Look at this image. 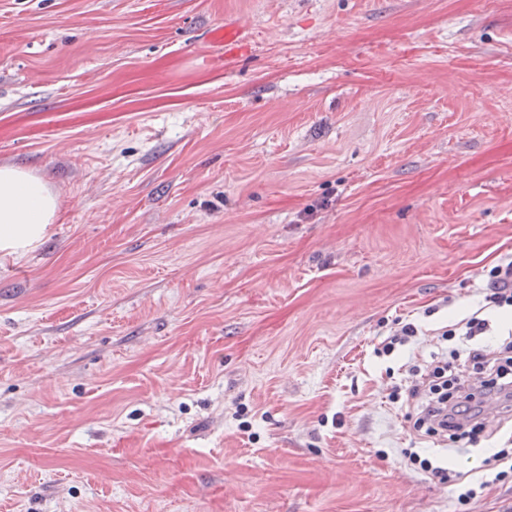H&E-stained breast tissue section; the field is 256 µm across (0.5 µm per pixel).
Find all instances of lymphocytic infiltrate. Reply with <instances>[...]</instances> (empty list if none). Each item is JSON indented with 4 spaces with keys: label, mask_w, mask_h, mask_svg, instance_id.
Listing matches in <instances>:
<instances>
[{
    "label": "lymphocytic infiltrate",
    "mask_w": 512,
    "mask_h": 512,
    "mask_svg": "<svg viewBox=\"0 0 512 512\" xmlns=\"http://www.w3.org/2000/svg\"><path fill=\"white\" fill-rule=\"evenodd\" d=\"M512 395V334L499 349L472 347L462 366L445 361L431 364L416 378V429L452 439L473 437L484 428L477 394Z\"/></svg>",
    "instance_id": "1"
}]
</instances>
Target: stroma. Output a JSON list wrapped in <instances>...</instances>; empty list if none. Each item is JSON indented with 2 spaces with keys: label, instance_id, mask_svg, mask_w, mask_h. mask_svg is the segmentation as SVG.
<instances>
[{
  "label": "stroma",
  "instance_id": "1",
  "mask_svg": "<svg viewBox=\"0 0 512 512\" xmlns=\"http://www.w3.org/2000/svg\"><path fill=\"white\" fill-rule=\"evenodd\" d=\"M3 166L0 512H512V410L408 399L512 257V0H0ZM217 41L224 43V57L242 56L250 50L251 34L246 28L233 20L224 21V30L220 29ZM56 217V200L42 179L16 167L0 168V251L31 247Z\"/></svg>",
  "mask_w": 512,
  "mask_h": 512
}]
</instances>
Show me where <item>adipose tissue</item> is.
<instances>
[{
    "mask_svg": "<svg viewBox=\"0 0 512 512\" xmlns=\"http://www.w3.org/2000/svg\"><path fill=\"white\" fill-rule=\"evenodd\" d=\"M56 217V200L42 179L16 167L0 168V251L31 247Z\"/></svg>",
    "mask_w": 512,
    "mask_h": 512,
    "instance_id": "1",
    "label": "adipose tissue"
}]
</instances>
